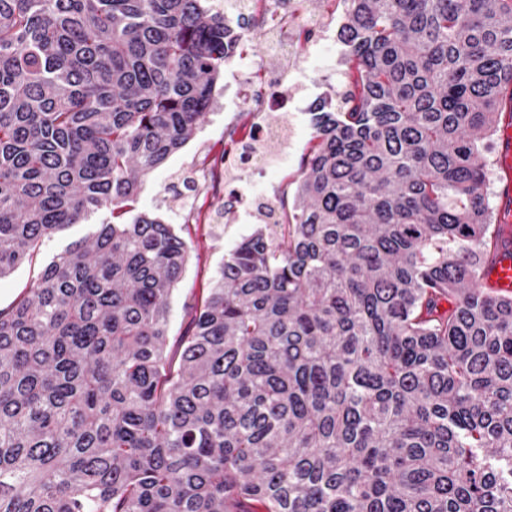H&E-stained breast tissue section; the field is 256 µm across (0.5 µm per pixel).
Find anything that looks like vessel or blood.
<instances>
[{
    "mask_svg": "<svg viewBox=\"0 0 512 512\" xmlns=\"http://www.w3.org/2000/svg\"><path fill=\"white\" fill-rule=\"evenodd\" d=\"M498 152L499 164L506 174L501 187L498 224L504 246L495 262L486 269L487 284L505 293H512V126L504 125Z\"/></svg>",
    "mask_w": 512,
    "mask_h": 512,
    "instance_id": "b4317fda",
    "label": "vessel or blood"
}]
</instances>
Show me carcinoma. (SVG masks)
I'll return each instance as SVG.
<instances>
[{
	"instance_id": "carcinoma-1",
	"label": "carcinoma",
	"mask_w": 512,
	"mask_h": 512,
	"mask_svg": "<svg viewBox=\"0 0 512 512\" xmlns=\"http://www.w3.org/2000/svg\"><path fill=\"white\" fill-rule=\"evenodd\" d=\"M347 69L292 201L224 253L134 212L196 135L220 0H0V512H512V295L487 152L512 0H342ZM110 219L109 211L101 210L88 221L73 224L63 232L46 239L38 254L35 267L23 264L9 277L0 279V309L10 306L25 288H28L42 266L62 254L69 244L88 236L96 230L98 224L106 223Z\"/></svg>"
}]
</instances>
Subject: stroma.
Listing matches in <instances>:
<instances>
[{
	"instance_id": "35a3bbf8",
	"label": "stroma",
	"mask_w": 512,
	"mask_h": 512,
	"mask_svg": "<svg viewBox=\"0 0 512 512\" xmlns=\"http://www.w3.org/2000/svg\"><path fill=\"white\" fill-rule=\"evenodd\" d=\"M267 21L268 15L262 7L243 20L242 26L249 38V54L243 60L225 64L215 91L219 98L223 96L225 87L233 84L239 75L256 77L272 68L273 63L263 54L259 42V34ZM342 50V44L332 31L313 36L303 50L302 55L308 60L304 91L307 99H324L338 89L345 69ZM294 94L295 89L288 82L272 90L259 88L257 96L265 102V108L260 112H228L219 102L195 137L171 154L145 179L140 189L139 211L154 214L165 223L174 225L193 247V258L171 300L172 340H180L187 332V305L192 298L205 293L224 253L251 233L253 226L247 221L249 213L255 212L257 205L266 201L278 205L291 200L294 181L313 134L310 113H295L294 134L286 153L273 155L264 170L249 174L241 203H233V194L225 188L224 172L220 169L210 171L207 178L201 180L193 210L183 208L167 188L178 183L181 176L201 167L207 158L221 156L226 145L253 123L271 122L276 106L287 102ZM110 218L109 211L102 210L89 220L71 225L46 239L36 265H22L9 277L0 279V309L10 306L28 288L38 267L49 263L62 254L69 244L88 236Z\"/></svg>"
}]
</instances>
